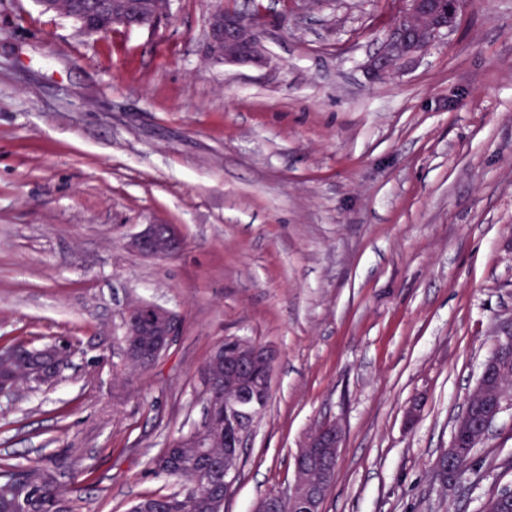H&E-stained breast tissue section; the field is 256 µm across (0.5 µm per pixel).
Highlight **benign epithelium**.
Wrapping results in <instances>:
<instances>
[{"mask_svg":"<svg viewBox=\"0 0 512 512\" xmlns=\"http://www.w3.org/2000/svg\"><path fill=\"white\" fill-rule=\"evenodd\" d=\"M46 12H64L73 18L80 31H85L88 20L80 11H73L62 0H38ZM463 0H405V7L389 30L381 50L371 62L374 74L387 75L394 68L406 66L417 60L448 31L453 28ZM105 8L112 16V25L126 29L153 26L168 17L170 0H106ZM259 5L250 10L215 9L208 19L203 55L216 63H257L265 61L261 39ZM130 246L155 258H167L177 253L180 239L165 224H150L133 237ZM125 321L135 325L137 336H153L157 351L165 352L171 342L169 337L179 332V319L170 311L151 303H138L129 307ZM512 350V320L495 336V347L482 365L481 372L471 390L478 409L488 414L481 427L470 425L466 412L456 420L448 450L444 454L448 475L457 477L459 461L466 458V449L477 448L489 436L496 419L512 409V391L492 381L490 375L503 368ZM276 353L269 347L248 340L238 342L230 350L217 346L211 359L224 367L230 379L245 377L252 384L256 395L266 392L270 367ZM207 417L198 431L187 434L199 447L208 445L211 422L222 420L227 428L224 447L244 446L247 431L243 420L232 406L224 405V399L206 394ZM342 448V432L338 425L327 423L320 426L308 438L295 457L294 481L282 492H275L260 499L254 512H282L283 505L292 512H321L328 488L335 477L336 465ZM316 470L321 479L311 482L305 475ZM236 470L224 468V488L220 499L214 503L215 512H224V501L232 491Z\"/></svg>","mask_w":512,"mask_h":512,"instance_id":"7a95c632","label":"benign epithelium"}]
</instances>
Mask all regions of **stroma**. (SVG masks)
<instances>
[{"mask_svg": "<svg viewBox=\"0 0 512 512\" xmlns=\"http://www.w3.org/2000/svg\"><path fill=\"white\" fill-rule=\"evenodd\" d=\"M262 5L255 65L204 58L214 0L106 35L0 0V346H77L52 385L0 396V464L51 467L74 512L180 491L150 461L202 422L201 369L235 336L276 358L224 512L284 490L329 420L323 512H481L512 487V413L467 480L438 461L512 317V0H465L384 81L367 64L404 0ZM149 224L179 253L128 249ZM137 302L181 321L143 372Z\"/></svg>", "mask_w": 512, "mask_h": 512, "instance_id": "35a3bbf8", "label": "stroma"}]
</instances>
